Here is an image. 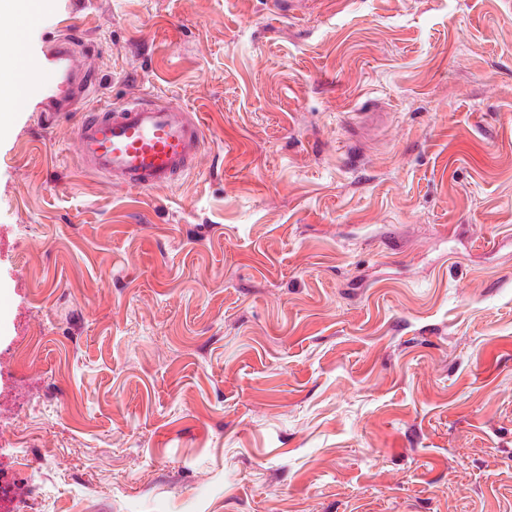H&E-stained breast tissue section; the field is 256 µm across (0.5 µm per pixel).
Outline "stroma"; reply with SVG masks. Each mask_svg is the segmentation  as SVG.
<instances>
[{
	"mask_svg": "<svg viewBox=\"0 0 512 512\" xmlns=\"http://www.w3.org/2000/svg\"><path fill=\"white\" fill-rule=\"evenodd\" d=\"M97 84L0 123V465L52 512H512V0H41ZM204 123L143 191L90 105ZM203 127L197 113L144 96L91 107L75 137L86 169L118 185L151 190L192 170Z\"/></svg>",
	"mask_w": 512,
	"mask_h": 512,
	"instance_id": "obj_1",
	"label": "stroma"
}]
</instances>
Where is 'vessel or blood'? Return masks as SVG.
<instances>
[{
    "instance_id": "b4317fda",
    "label": "vessel or blood",
    "mask_w": 512,
    "mask_h": 512,
    "mask_svg": "<svg viewBox=\"0 0 512 512\" xmlns=\"http://www.w3.org/2000/svg\"><path fill=\"white\" fill-rule=\"evenodd\" d=\"M73 45L71 34L53 37L20 84L45 120L69 110L92 86L88 68L75 61ZM75 137L86 169L118 185L151 190L170 186L192 170L203 123L196 113L144 96L91 107L82 114Z\"/></svg>"
}]
</instances>
